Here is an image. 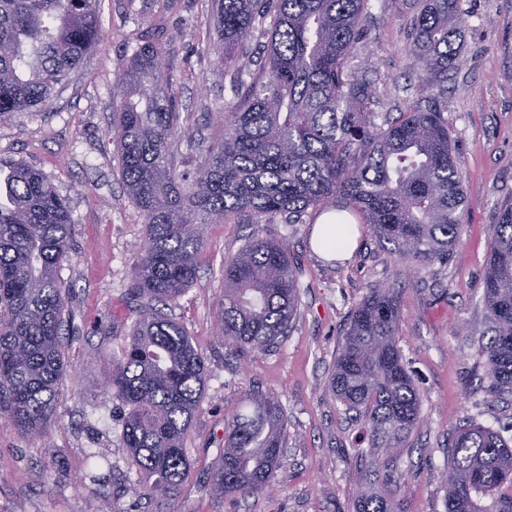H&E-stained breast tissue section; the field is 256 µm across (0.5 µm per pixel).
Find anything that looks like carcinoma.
<instances>
[{
	"mask_svg": "<svg viewBox=\"0 0 512 512\" xmlns=\"http://www.w3.org/2000/svg\"><path fill=\"white\" fill-rule=\"evenodd\" d=\"M369 0H217L212 52L231 73L232 96L216 113L224 138L192 176L177 170L182 136L164 28L141 35L115 73L113 141L128 196L143 216L144 254L130 295L140 309L102 384L127 408L122 447L146 484L153 512H179L191 473L185 438L205 390L198 347L165 309L197 275L208 225L238 215L254 224H298L316 210L327 223L368 224L391 251L422 264L448 259L465 199L448 120V72L459 66L454 36L460 0H420L409 31L416 96L375 123L373 91L354 65L364 49ZM99 33L96 0H0V116L39 112L83 62ZM265 38L255 68L237 50ZM73 224L64 197L38 169L0 159V418L42 437L64 369L65 288L59 269ZM299 268L288 240H249L224 261L218 335L236 354L263 351L293 328ZM484 302L494 335L479 347L492 387L512 394V204L500 209L489 244ZM397 296L377 288L342 329L328 395L356 413L377 483L357 512H398L389 461L420 423L419 390L396 334ZM286 417L272 393L252 390L224 422L211 472L220 498L272 487ZM446 512H512V436L472 421L448 442Z\"/></svg>",
	"mask_w": 512,
	"mask_h": 512,
	"instance_id": "obj_1",
	"label": "carcinoma"
}]
</instances>
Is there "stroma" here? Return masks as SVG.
<instances>
[{
	"instance_id": "stroma-1",
	"label": "stroma",
	"mask_w": 512,
	"mask_h": 512,
	"mask_svg": "<svg viewBox=\"0 0 512 512\" xmlns=\"http://www.w3.org/2000/svg\"><path fill=\"white\" fill-rule=\"evenodd\" d=\"M98 39L50 107L0 117V158L41 170L68 198L71 248L59 270L66 289L65 370L43 439L0 419V512H148L130 490L136 479L121 443L120 410L101 384L138 316L129 295L144 249L143 217L126 194L112 144V79L146 28L164 21L188 139L177 144L180 171L193 172L224 134L215 114L230 98V78L209 47L216 39L211 0H97ZM463 63L448 75V130L465 187L462 230L447 262L423 266L390 253L369 225H358L347 259L320 257L311 244L321 216L303 223L252 224L246 217L210 225L194 283L168 309L198 345L209 377L185 440L193 464L180 512H354L368 482L357 458H370L360 427L326 388L341 331L376 288L398 295V346L421 396L420 423L393 458L401 512H445L441 474L449 430L462 419L500 431L512 426V395H497L477 354L491 336L484 303L488 246L500 205L512 201V0H461ZM367 46L355 60L368 70L378 116L396 115L414 94L407 35L413 0H369ZM287 239L300 268L290 335L241 358L215 332L224 260L246 240ZM275 393L287 418L284 458L274 490L237 502L213 494L210 468L224 445V421L247 392ZM112 466L108 495L82 481L90 454Z\"/></svg>"
}]
</instances>
